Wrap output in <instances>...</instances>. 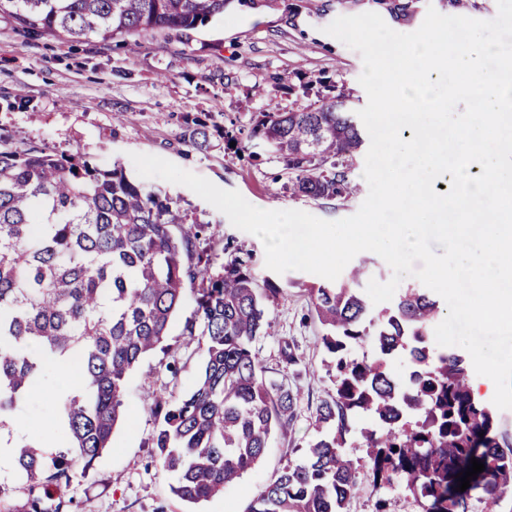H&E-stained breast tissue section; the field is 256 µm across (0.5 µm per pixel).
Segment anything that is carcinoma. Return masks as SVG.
<instances>
[{"label":"carcinoma","mask_w":512,"mask_h":512,"mask_svg":"<svg viewBox=\"0 0 512 512\" xmlns=\"http://www.w3.org/2000/svg\"><path fill=\"white\" fill-rule=\"evenodd\" d=\"M228 2L0 0V16L25 33L119 37L135 49L141 33L203 26ZM194 124L188 143L205 150L207 123ZM224 139L255 157H279L293 195L331 199L358 190L348 173L363 136L343 93L315 108L260 112L248 130L228 129ZM216 245L207 225L119 164L101 171L36 145L0 149V430L48 371L68 361L82 373L52 423L65 449L49 453L39 438L19 442L15 464L27 499L17 509L0 498V512H69L62 487L110 447L130 374L156 350L171 352L164 342L189 292L195 309L184 345L203 353L201 371L180 397L147 393L150 444L174 477L171 492L188 503L224 494L260 462L272 434L288 430L293 394L267 376L255 351L281 289L257 288L239 258L212 271ZM363 275L358 264L340 283L308 288L334 393L316 407L305 460L287 464L247 512H346L358 474L346 445L367 416L374 428L361 436L375 488H401L423 512H468L479 490L485 512H495L512 489V443L501 445L494 409L475 398L466 355L431 346L438 302L409 288L376 312L360 288ZM366 345L370 358L357 355ZM401 359L407 383L394 370ZM473 458L485 470L459 492L456 475Z\"/></svg>","instance_id":"1"}]
</instances>
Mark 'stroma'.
I'll return each instance as SVG.
<instances>
[{"instance_id":"35a3bbf8","label":"stroma","mask_w":512,"mask_h":512,"mask_svg":"<svg viewBox=\"0 0 512 512\" xmlns=\"http://www.w3.org/2000/svg\"><path fill=\"white\" fill-rule=\"evenodd\" d=\"M405 13H392L377 0H230L223 16L194 30H154L139 35L129 51L122 40L89 36L77 42L62 37L21 33L18 23L0 16V141L21 150L39 145L63 155H78L103 170L121 164L129 177L137 171L132 154L162 157L216 186L237 190L266 210L298 209L334 221L357 212L368 194L363 181L364 153H357L349 178L357 193L312 199L288 193L282 160L264 155L252 160L231 148L225 128H248L259 112H290L318 105L328 91L351 96L355 109L367 103L359 82L363 62L325 28L337 17L379 14L388 26L410 33L428 8L444 15L486 20L496 16L497 0H408ZM208 124L210 147L199 152L184 141L194 119ZM151 186L166 192L190 218L209 225L218 246L214 267L234 258L247 261L259 286L280 288L271 305L269 327L256 343L270 377L296 395L295 418L276 434L262 461L223 495L190 506L170 492L172 479L154 456L150 401L154 388L176 396L186 393L198 375L201 352L181 348L183 327L195 306L186 298L180 317L169 328L168 344L177 346V375L166 369L168 356L155 352L131 373L125 393V417L112 445L88 476L65 487L72 512H246L258 490L276 480L288 463L298 462L315 433L316 406L334 391L325 372L323 329L311 311L308 286L319 275L292 270L276 274L265 266L261 240L241 231L189 188L161 179ZM293 362H286V354ZM53 403L25 401L0 436L28 437L41 429ZM422 512L415 500L393 487L374 488L360 468L347 512Z\"/></svg>"}]
</instances>
